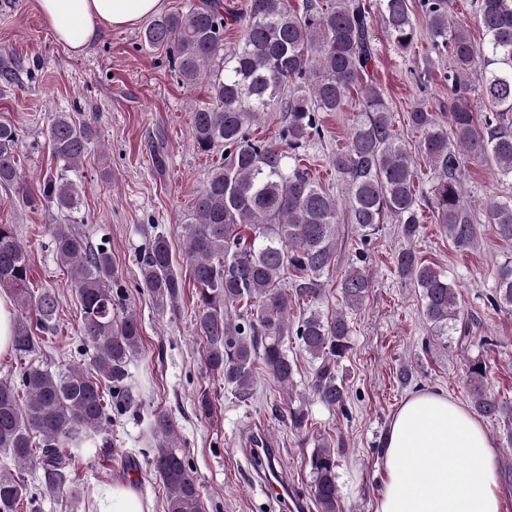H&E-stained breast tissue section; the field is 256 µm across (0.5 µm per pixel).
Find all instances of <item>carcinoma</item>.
Wrapping results in <instances>:
<instances>
[{"mask_svg":"<svg viewBox=\"0 0 512 512\" xmlns=\"http://www.w3.org/2000/svg\"><path fill=\"white\" fill-rule=\"evenodd\" d=\"M454 0H419L422 33L448 51V124L420 104L409 124L423 133L418 149L433 171L429 202L433 221L459 248L474 246L477 218L463 187L466 154L484 160L501 176L512 177V0H479L482 42L453 18ZM387 39L408 53L418 41L409 0H379ZM240 35L224 45L223 0H199L182 13L154 18L143 32L148 47L166 53L179 81L207 89L193 109L191 140L202 154L224 153L206 183L196 191L184 220L182 277L167 239L149 230L139 254V288L163 314L178 307L186 282L196 296L194 327L204 343V364L224 381L240 403L253 400L259 374L291 390L298 358L288 355V338L313 362L308 396L329 408H345L347 391L338 376L349 345L344 313L320 309L336 252L339 203L336 196L298 164V153L322 135L321 112H341L362 75L375 60V27L362 0H248L233 17ZM285 113L280 142L251 135L259 113ZM57 167L45 175L40 194L27 192L18 165L19 135L0 121V186L18 190L29 207L52 202L76 207L78 191L69 173L79 169L95 136L86 121L57 113L47 132ZM332 164L345 190L349 223L371 231L390 219L404 237L419 236L423 214L418 203L412 151L395 129L381 91L368 86L353 114L346 149ZM484 223L512 242V199L492 201ZM54 252L73 272L72 287L81 308L79 355L87 365L53 370L32 361L44 336L56 330L59 301L50 288L29 287V255L11 224H0V288L16 307L12 349L18 376L0 378V452L14 464L41 472L39 485L79 497L70 479L76 458L112 421L111 399L120 411H139V388L130 364L140 354L142 328L133 313L119 314L122 289L111 252L95 247L66 224L52 227ZM397 273L418 288L431 333L469 341L448 279L419 254L406 249L395 258ZM345 305L353 309L368 296L370 282L350 270L340 283ZM304 306L297 322L288 312ZM512 312V261L499 266L490 298ZM474 413L503 423L512 434V406L488 388L487 367L477 360L467 371ZM289 428L310 432L303 404L288 403ZM151 434L156 448L150 464L168 490L166 512H202L199 484L176 443L168 413L155 410ZM308 458L316 512H341L335 440L323 434ZM36 493L25 477L0 467V512H36Z\"/></svg>","mask_w":512,"mask_h":512,"instance_id":"carcinoma-1","label":"carcinoma"}]
</instances>
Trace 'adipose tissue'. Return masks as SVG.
I'll return each instance as SVG.
<instances>
[{
  "instance_id": "ef3b65f1",
  "label": "adipose tissue",
  "mask_w": 512,
  "mask_h": 512,
  "mask_svg": "<svg viewBox=\"0 0 512 512\" xmlns=\"http://www.w3.org/2000/svg\"><path fill=\"white\" fill-rule=\"evenodd\" d=\"M162 0H37L74 53L102 34L156 14ZM495 444L466 407L432 391L406 400L384 438L376 512H501Z\"/></svg>"
}]
</instances>
